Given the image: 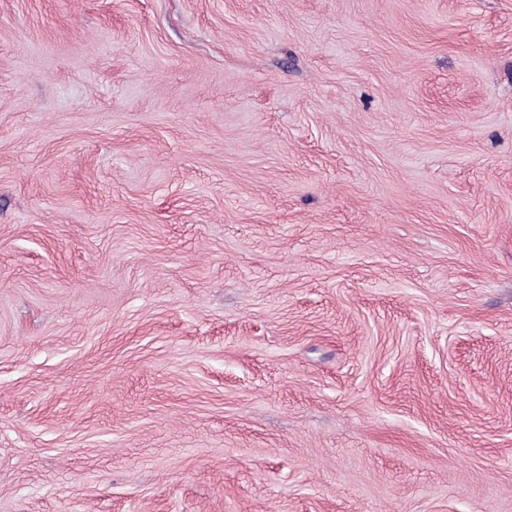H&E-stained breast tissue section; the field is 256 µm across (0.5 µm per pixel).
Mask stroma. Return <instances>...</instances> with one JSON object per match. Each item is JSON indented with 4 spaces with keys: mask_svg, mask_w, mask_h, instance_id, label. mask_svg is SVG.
<instances>
[{
    "mask_svg": "<svg viewBox=\"0 0 512 512\" xmlns=\"http://www.w3.org/2000/svg\"><path fill=\"white\" fill-rule=\"evenodd\" d=\"M0 512H512V0H0Z\"/></svg>",
    "mask_w": 512,
    "mask_h": 512,
    "instance_id": "35a3bbf8",
    "label": "stroma"
}]
</instances>
